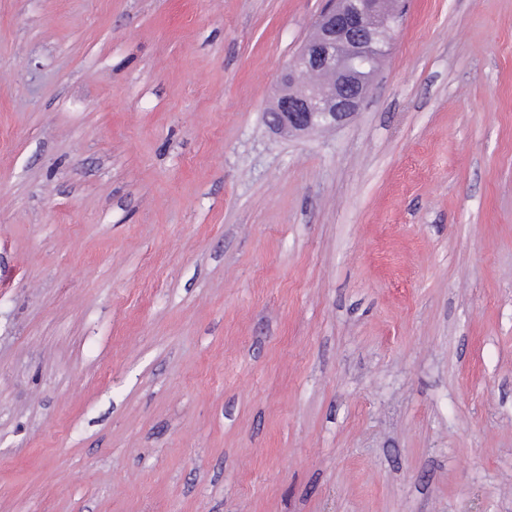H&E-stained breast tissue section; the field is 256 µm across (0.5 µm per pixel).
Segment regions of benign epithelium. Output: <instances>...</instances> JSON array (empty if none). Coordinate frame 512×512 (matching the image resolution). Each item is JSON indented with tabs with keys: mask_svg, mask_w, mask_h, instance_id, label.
<instances>
[{
	"mask_svg": "<svg viewBox=\"0 0 512 512\" xmlns=\"http://www.w3.org/2000/svg\"><path fill=\"white\" fill-rule=\"evenodd\" d=\"M403 11L385 0H326L266 112L284 136L342 125L372 91Z\"/></svg>",
	"mask_w": 512,
	"mask_h": 512,
	"instance_id": "1",
	"label": "benign epithelium"
}]
</instances>
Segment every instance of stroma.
<instances>
[{
  "label": "stroma",
  "instance_id": "35a3bbf8",
  "mask_svg": "<svg viewBox=\"0 0 512 512\" xmlns=\"http://www.w3.org/2000/svg\"><path fill=\"white\" fill-rule=\"evenodd\" d=\"M0 0V512H512V0ZM403 8L385 0H326L312 34L286 67L266 112L270 128L284 136L336 127L359 112L375 85ZM324 75L320 86L314 77Z\"/></svg>",
  "mask_w": 512,
  "mask_h": 512
}]
</instances>
